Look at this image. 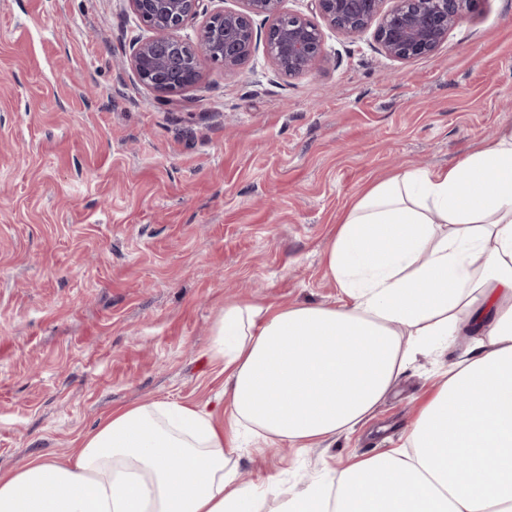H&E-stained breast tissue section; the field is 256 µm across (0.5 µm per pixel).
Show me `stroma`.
<instances>
[{
  "instance_id": "obj_1",
  "label": "stroma",
  "mask_w": 512,
  "mask_h": 512,
  "mask_svg": "<svg viewBox=\"0 0 512 512\" xmlns=\"http://www.w3.org/2000/svg\"><path fill=\"white\" fill-rule=\"evenodd\" d=\"M116 0H0V471L144 400L223 414L210 344L225 301L331 303L323 254L363 188L438 171L512 123V0H480L433 54L326 32L313 73L205 67L161 99L127 64ZM419 357L353 433L243 443L244 481L290 491L400 446L470 343Z\"/></svg>"
}]
</instances>
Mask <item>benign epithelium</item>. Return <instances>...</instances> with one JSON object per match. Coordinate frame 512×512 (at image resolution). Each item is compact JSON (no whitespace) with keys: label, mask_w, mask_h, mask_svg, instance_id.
I'll return each instance as SVG.
<instances>
[{"label":"benign epithelium","mask_w":512,"mask_h":512,"mask_svg":"<svg viewBox=\"0 0 512 512\" xmlns=\"http://www.w3.org/2000/svg\"><path fill=\"white\" fill-rule=\"evenodd\" d=\"M149 35L133 41L129 62L140 84L159 98L194 87L207 66L237 73L258 43L255 18L266 21L264 50L277 73L295 78L326 58L327 27L354 42L372 34L396 61L429 56L478 0H310L311 15L284 8L285 0H241L240 10L216 0H117ZM200 21L192 40L179 35Z\"/></svg>","instance_id":"1"}]
</instances>
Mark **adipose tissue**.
Returning a JSON list of instances; mask_svg holds the SVG:
<instances>
[{
    "instance_id": "obj_1",
    "label": "adipose tissue",
    "mask_w": 512,
    "mask_h": 512,
    "mask_svg": "<svg viewBox=\"0 0 512 512\" xmlns=\"http://www.w3.org/2000/svg\"><path fill=\"white\" fill-rule=\"evenodd\" d=\"M323 264L336 302L219 311L228 418L161 400L113 411L66 457L0 474V512H512V124L447 170L358 196ZM464 325L473 346L402 447L293 496L275 476L240 482L243 434L313 448L353 432Z\"/></svg>"
}]
</instances>
